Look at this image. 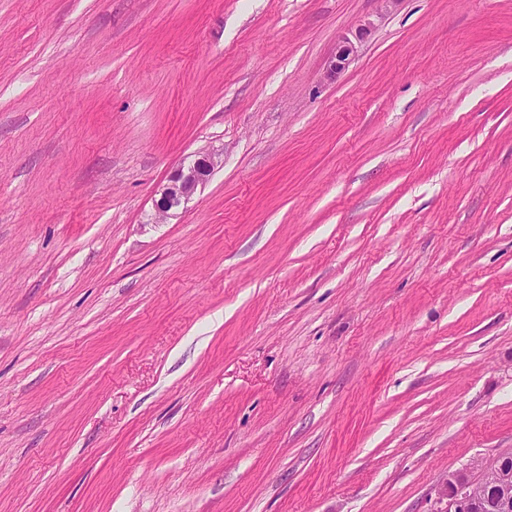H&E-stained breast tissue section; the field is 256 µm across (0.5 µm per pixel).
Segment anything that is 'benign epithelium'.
<instances>
[{
  "label": "benign epithelium",
  "mask_w": 512,
  "mask_h": 512,
  "mask_svg": "<svg viewBox=\"0 0 512 512\" xmlns=\"http://www.w3.org/2000/svg\"><path fill=\"white\" fill-rule=\"evenodd\" d=\"M374 21L366 20L355 38L342 37L336 55L330 63L329 76L341 74L357 53V42L372 28ZM216 162L211 152H201L188 165L179 167L161 190L156 202L158 215L187 203L213 174ZM442 507L434 512H512V452L502 453L490 463L476 461L471 466L448 475L438 491Z\"/></svg>",
  "instance_id": "obj_1"
}]
</instances>
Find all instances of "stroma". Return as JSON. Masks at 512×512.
<instances>
[{"label": "stroma", "mask_w": 512, "mask_h": 512, "mask_svg": "<svg viewBox=\"0 0 512 512\" xmlns=\"http://www.w3.org/2000/svg\"><path fill=\"white\" fill-rule=\"evenodd\" d=\"M510 451L512 0H0V512H435ZM375 23L372 20H366L355 34V42L348 36H343L336 49V55L330 63L329 73L330 77H337L341 74L350 63L352 57L357 53V42H361L364 35H366ZM216 164L213 153L199 152L192 163L180 166L161 190V197L155 205L158 215L163 217L170 210L187 203L198 187L209 180Z\"/></svg>", "instance_id": "35a3bbf8"}]
</instances>
